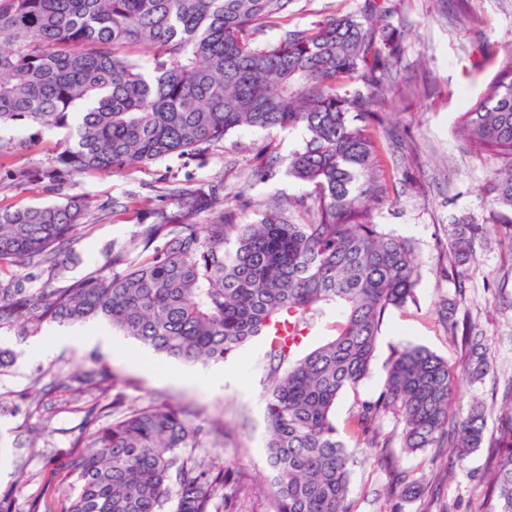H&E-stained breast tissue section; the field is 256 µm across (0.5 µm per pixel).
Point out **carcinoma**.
Listing matches in <instances>:
<instances>
[{
    "mask_svg": "<svg viewBox=\"0 0 512 512\" xmlns=\"http://www.w3.org/2000/svg\"><path fill=\"white\" fill-rule=\"evenodd\" d=\"M293 0H0V126L63 130L41 178L78 182L204 152L240 128L301 127L290 174L306 192L265 206L251 221L213 186L168 188L171 210L152 212L134 248L70 288L63 279L70 240L93 229L89 201L0 209V329L36 331L43 322L104 321L145 348L183 363H219L266 334L275 366L265 398L271 512H350L357 448H390L381 421L402 425L406 453L452 448L458 463L488 445L492 512H512V383L499 436L486 441L481 403L451 413L454 375L427 347L392 355L380 391L339 425L336 402L369 376L385 315L414 300L419 267L412 245L375 223L394 204L383 164L395 138L379 110L398 76L401 46L391 0H363L357 13L283 28ZM276 30L273 41L265 40ZM155 49L148 72L132 48ZM495 66L484 94L458 118L462 147L492 161L486 191L499 232L512 239V46L474 66ZM203 213L214 214L198 224ZM494 228L463 217L448 229L440 273L463 285L477 246ZM460 302L447 300L448 335L470 350L463 372L491 366ZM332 337L305 352V331L325 309ZM97 398L73 447L70 512H238L241 472L214 460L230 437L223 422L180 404L133 406L111 397L117 376L81 374ZM55 383L34 385L28 407L49 428ZM390 488L422 498L421 480L391 472Z\"/></svg>",
    "mask_w": 512,
    "mask_h": 512,
    "instance_id": "carcinoma-1",
    "label": "carcinoma"
}]
</instances>
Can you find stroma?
I'll return each instance as SVG.
<instances>
[{
  "label": "stroma",
  "instance_id": "1",
  "mask_svg": "<svg viewBox=\"0 0 512 512\" xmlns=\"http://www.w3.org/2000/svg\"><path fill=\"white\" fill-rule=\"evenodd\" d=\"M362 0H293L283 27L307 26L335 13L357 12ZM394 23L401 44L399 82L384 103L405 140L416 145L418 156L409 174L395 173L394 205L375 214L385 231L411 242L421 266L414 302L392 311L377 339L371 373L357 391H346L336 403L337 420L346 419L358 399L376 394L395 350L421 344L460 368L467 351L449 336L439 305L462 296L463 309L484 336V349L494 367L483 380L458 378L451 408L467 411L474 402L487 407L486 434L497 436L502 392L512 382V242L491 238L477 249L476 262L464 290L441 276L439 257L448 242V226L469 216L494 224L496 207L484 194L486 164L464 153L455 135L457 118L480 98L491 70H475L471 52L477 42L503 49L512 45V0H465L458 12L456 0H393ZM28 139L23 155L7 152L9 143ZM64 134L46 131L31 139L29 129L0 128V170L17 165L42 167L57 150ZM306 140L304 129L256 130L242 128L210 150L173 157L149 167L81 180L75 193L85 195L99 219L92 232L78 235L68 255L66 278L59 288L93 275L105 262V251L132 244L141 214L170 208L163 191L190 181L219 184L225 208L242 220L272 201L288 202L305 187L288 172L294 152ZM112 346L63 348L40 358L29 351L32 337L17 330H0V344L12 348L16 360L0 375V493L12 495L15 512H67L75 483L71 464L83 456L73 441L83 426V404L67 389L51 397L54 431L39 434L37 418L28 417L26 395L43 373L68 376L93 361L106 363L119 377L116 390L127 403L148 405L169 399L196 410L200 416L224 420L232 442L224 450L227 463L241 468L244 488L242 512H270L268 499L256 490L267 475L264 443L267 427L262 401L269 385L271 361L265 337H255L230 357L234 375L211 387L179 381L186 364L156 357L121 335ZM447 452H396L398 471L424 479L438 496L442 512H491L485 498L487 448H479L464 466L449 464ZM386 467L374 450L356 456L349 487L351 512H421L422 500L387 494Z\"/></svg>",
  "mask_w": 512,
  "mask_h": 512
}]
</instances>
